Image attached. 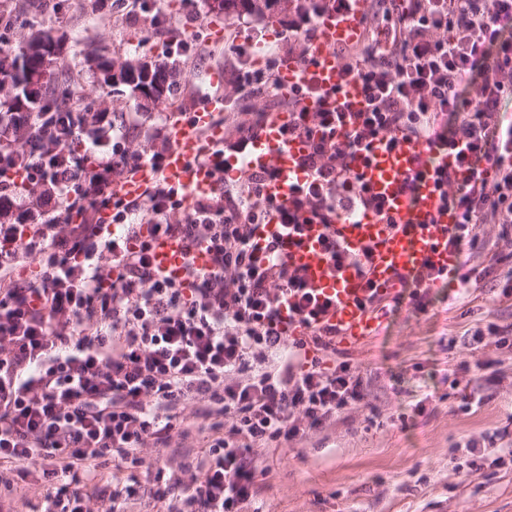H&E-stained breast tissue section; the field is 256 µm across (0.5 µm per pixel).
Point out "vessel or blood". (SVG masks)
Masks as SVG:
<instances>
[{"mask_svg":"<svg viewBox=\"0 0 512 512\" xmlns=\"http://www.w3.org/2000/svg\"><path fill=\"white\" fill-rule=\"evenodd\" d=\"M364 0H354L347 11L323 15L317 23L314 57L315 65L303 67L296 64L280 71V89L292 88L311 82L319 89L338 94L343 100L360 108L363 95L360 86L344 81L336 60L338 46L357 40ZM224 109V98L216 94L206 99L204 105L189 117L179 113L170 115V131L173 147L162 168L143 164L127 173L117 186L119 195L127 198L140 196L158 179L174 188L183 190L185 203L213 192L216 178L210 165L201 163L200 155L206 144L221 143L223 128L214 124L218 112ZM287 113H277L268 124L260 140L256 141L248 155L250 166L274 167L280 170V178L270 182L268 194L283 197L288 193V176L294 171L302 146L283 140L281 130L287 126ZM429 157L425 146L406 144L392 151L384 143H376L370 162L356 161L354 168L376 193L388 201L389 214L400 226L390 231L376 216H362L358 223L337 225L338 237L345 245L362 253L364 272L344 267L331 269L319 236L321 225H311L301 244L289 243L279 225H267L263 236L278 238L282 252L296 265L307 269L312 284L321 298L330 299L327 319L338 330L337 338L348 345H358L376 335L380 329L375 312L363 307L362 302L369 290L379 296L393 298L404 288L407 277L417 275L424 265L450 270L458 259L448 249V232L459 221V212L452 207L441 206L433 178L419 182L415 194L400 190L404 173L424 165ZM152 263L159 275L171 280H183L187 265L204 270L210 265V255L202 248L187 250L183 240L158 237L152 242Z\"/></svg>","mask_w":512,"mask_h":512,"instance_id":"obj_1","label":"vessel or blood"}]
</instances>
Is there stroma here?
I'll return each instance as SVG.
<instances>
[{"label":"stroma","mask_w":512,"mask_h":512,"mask_svg":"<svg viewBox=\"0 0 512 512\" xmlns=\"http://www.w3.org/2000/svg\"><path fill=\"white\" fill-rule=\"evenodd\" d=\"M0 11L17 18L7 48L40 29L60 38L75 90L92 81L87 57H164L161 39L95 0H0ZM430 297L426 310L402 303L376 336L341 348L370 379L368 395L331 425L269 449L256 477L260 512H512V461L492 441L512 425V351L470 336L512 324V301L490 284L465 300L439 286ZM481 363L503 379L468 409ZM472 439L482 443L474 452Z\"/></svg>","instance_id":"obj_1"}]
</instances>
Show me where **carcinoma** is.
Listing matches in <instances>:
<instances>
[{
  "mask_svg": "<svg viewBox=\"0 0 512 512\" xmlns=\"http://www.w3.org/2000/svg\"><path fill=\"white\" fill-rule=\"evenodd\" d=\"M288 10V0H206L209 9L233 15L240 11L264 17L272 11ZM61 55V48L54 36L43 31L17 47L13 54L0 56V113L9 112L22 120L29 112H37L50 104L62 105L69 93L67 79L55 75L53 82L42 84L38 74L45 65H53ZM86 66L93 81L86 91L91 111H97L99 87H124L136 98L154 103H165L170 97L179 73L173 63L148 61L117 62L103 56L88 57Z\"/></svg>",
  "mask_w": 512,
  "mask_h": 512,
  "instance_id": "obj_1",
  "label": "carcinoma"
}]
</instances>
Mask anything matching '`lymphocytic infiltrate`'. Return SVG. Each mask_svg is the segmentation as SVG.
I'll return each instance as SVG.
<instances>
[{"label": "lymphocytic infiltrate", "instance_id": "1", "mask_svg": "<svg viewBox=\"0 0 512 512\" xmlns=\"http://www.w3.org/2000/svg\"><path fill=\"white\" fill-rule=\"evenodd\" d=\"M351 3L293 0L260 67L251 39L228 35L225 108L215 117L224 141L201 157L218 187L188 209L162 180L132 199L113 192L130 168L162 167L168 122L89 114L79 98L34 113L20 150L13 119L0 115V199L10 208L0 220V466L42 471L44 512H126L134 486L118 477L88 491L87 466L108 456L119 474L144 465L145 449L195 432L206 437L204 459L186 479L157 468L166 489L156 501L165 512H252L264 451L364 400L368 379L336 358L329 301L277 241L262 248L255 235L273 215L297 240L320 224L333 267L357 264L334 227L384 212L386 199L353 167L375 141L455 150L468 183L444 167L432 176L441 202L460 212L448 246L471 264L457 296L482 281L512 297V0H367L358 39L336 51L362 108L311 83L281 96V67L312 65L319 18ZM253 97L267 106L242 110ZM308 98L319 108H305ZM283 111L294 116L284 139L304 144L303 178L278 199L265 192L277 170L245 159ZM104 208L120 235L101 223ZM144 229L204 247L211 266L187 267L184 284L159 278ZM286 318L304 334L289 339Z\"/></svg>", "mask_w": 512, "mask_h": 512}]
</instances>
